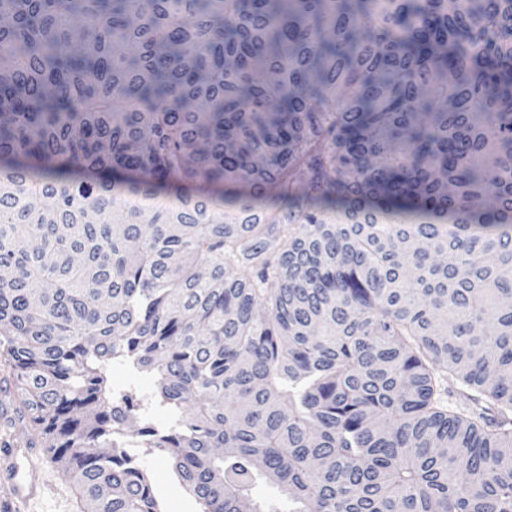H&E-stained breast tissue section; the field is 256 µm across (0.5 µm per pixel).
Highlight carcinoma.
Instances as JSON below:
<instances>
[{
	"instance_id": "carcinoma-1",
	"label": "carcinoma",
	"mask_w": 512,
	"mask_h": 512,
	"mask_svg": "<svg viewBox=\"0 0 512 512\" xmlns=\"http://www.w3.org/2000/svg\"><path fill=\"white\" fill-rule=\"evenodd\" d=\"M0 356L87 512L114 360L202 512H512V0H0ZM253 496L257 500L272 501L279 510L287 512L290 509L287 497L281 492L280 488L270 483L260 481L254 489Z\"/></svg>"
}]
</instances>
